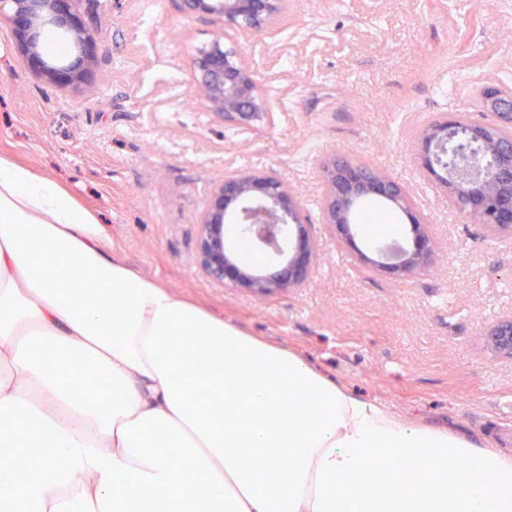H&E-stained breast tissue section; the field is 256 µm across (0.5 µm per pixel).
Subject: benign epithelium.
<instances>
[{
  "label": "benign epithelium",
  "mask_w": 512,
  "mask_h": 512,
  "mask_svg": "<svg viewBox=\"0 0 512 512\" xmlns=\"http://www.w3.org/2000/svg\"><path fill=\"white\" fill-rule=\"evenodd\" d=\"M85 0H0V23L8 26L18 47L37 73L60 86L88 81L94 38L81 5ZM287 0H180V8L208 15L224 25V40L212 42L194 59V85L201 100L228 126L257 132L271 122L267 101L242 50L245 32H260L285 10ZM45 19L67 34L76 55L57 66L38 53L37 22ZM483 108L499 112L500 121L468 122L457 115L433 117L421 131L414 160L445 191L448 207L476 216L495 238H512V87L480 91ZM487 143L496 161L489 169L454 163L464 151L459 136ZM325 191L320 216L338 243L376 271L406 279L425 270L436 249L432 225L413 214L406 189L391 176L362 163L326 162L321 167ZM366 200L395 206L410 219L411 243L395 262L372 258L358 248L352 230L355 208ZM263 252V267L243 265L230 248L227 228ZM195 264L210 282L240 288L262 300L306 283L319 253L304 205L272 169H251L224 175L211 189L198 216ZM487 347L512 360V316L487 331Z\"/></svg>",
  "instance_id": "benign-epithelium-1"
}]
</instances>
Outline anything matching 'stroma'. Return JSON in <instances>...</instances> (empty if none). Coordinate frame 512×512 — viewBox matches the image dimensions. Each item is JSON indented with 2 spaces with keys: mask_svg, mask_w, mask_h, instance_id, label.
Masks as SVG:
<instances>
[{
  "mask_svg": "<svg viewBox=\"0 0 512 512\" xmlns=\"http://www.w3.org/2000/svg\"><path fill=\"white\" fill-rule=\"evenodd\" d=\"M474 1L288 0L244 46L273 114L259 134L225 129L196 95L193 59L223 30L172 0H93L96 61L77 86L40 78L0 24V152L100 217L138 274L410 420L512 453V361L485 336L512 314V240L449 208L412 162L434 115L492 121L478 93L512 71V0ZM334 158L410 193L439 239L426 271L398 280L337 244L320 219V166ZM250 168L276 171L301 199L320 253L302 287L265 300L193 262L213 184Z\"/></svg>",
  "mask_w": 512,
  "mask_h": 512,
  "instance_id": "obj_1",
  "label": "stroma"
}]
</instances>
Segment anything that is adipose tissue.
<instances>
[{"instance_id": "ef3b65f1", "label": "adipose tissue", "mask_w": 512, "mask_h": 512, "mask_svg": "<svg viewBox=\"0 0 512 512\" xmlns=\"http://www.w3.org/2000/svg\"><path fill=\"white\" fill-rule=\"evenodd\" d=\"M107 240L0 153V447L25 462L0 472L13 512H512V456L357 396ZM176 458L196 480L176 479Z\"/></svg>"}]
</instances>
